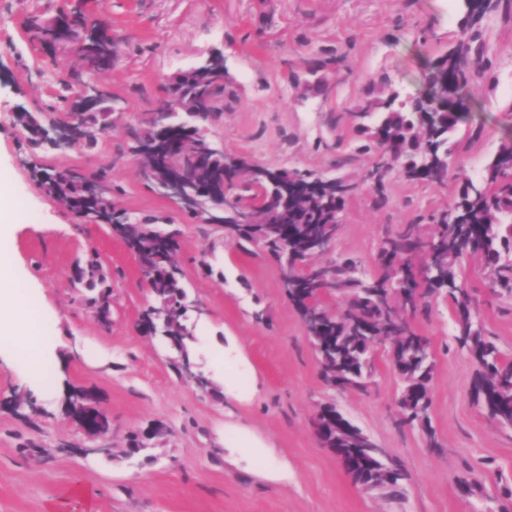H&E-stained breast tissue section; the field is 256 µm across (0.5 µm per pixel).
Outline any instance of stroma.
I'll return each mask as SVG.
<instances>
[{
  "mask_svg": "<svg viewBox=\"0 0 512 512\" xmlns=\"http://www.w3.org/2000/svg\"><path fill=\"white\" fill-rule=\"evenodd\" d=\"M460 3L89 0L121 41L111 68L97 76L112 93L115 125L86 152L32 148L15 123L19 109L48 111L59 99V73L81 66L74 50L50 55L26 28L28 16L53 15L66 0H0V175L16 203L9 245L47 336L38 373L0 350V512H49L75 488L91 494L93 512H512V429L491 421L474 395L479 365L453 339L447 297L410 319L435 360L426 433L400 421L403 382L387 343L372 348L366 389L329 386L277 263L260 247L240 250L222 225L186 219L155 192L128 150L129 129L164 98L169 78L222 52L224 112L209 125L211 139L260 165L356 183L331 255L375 275L385 231L435 223L466 180L479 179L512 140V0H491L472 31L492 66L472 72L447 181L418 183L396 169L381 199L364 181L373 157L357 150L359 101L388 87L420 95L429 62L461 37ZM73 167L107 169L130 217L163 214L179 224L193 327L187 348L207 390L177 374L178 355L162 337L137 330L154 298L110 226L81 223L42 193L40 172ZM91 257L112 288L108 329L87 303L90 290L73 281L76 266ZM458 274L486 335L512 361V297L491 289L479 259L464 260ZM75 389L109 412L104 443L111 456L92 453V440L68 417ZM16 397L21 406H13ZM328 403L402 469L400 496L362 489L322 447L311 418ZM156 423L164 434L149 435ZM136 433L143 448L130 456Z\"/></svg>",
  "mask_w": 512,
  "mask_h": 512,
  "instance_id": "stroma-1",
  "label": "stroma"
}]
</instances>
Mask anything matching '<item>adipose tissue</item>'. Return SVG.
Masks as SVG:
<instances>
[{
  "instance_id": "1",
  "label": "adipose tissue",
  "mask_w": 512,
  "mask_h": 512,
  "mask_svg": "<svg viewBox=\"0 0 512 512\" xmlns=\"http://www.w3.org/2000/svg\"><path fill=\"white\" fill-rule=\"evenodd\" d=\"M15 205L7 191H0V343L12 345L39 368L44 361L42 326L38 311L29 303V290L16 275L8 248Z\"/></svg>"
}]
</instances>
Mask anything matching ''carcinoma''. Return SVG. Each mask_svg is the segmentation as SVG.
Returning a JSON list of instances; mask_svg holds the SVG:
<instances>
[{"instance_id": "obj_1", "label": "carcinoma", "mask_w": 512, "mask_h": 512, "mask_svg": "<svg viewBox=\"0 0 512 512\" xmlns=\"http://www.w3.org/2000/svg\"><path fill=\"white\" fill-rule=\"evenodd\" d=\"M86 0H72L68 9L44 18H28L27 30L33 40L53 52L60 48L89 43V54H79L82 68L59 75L58 84L64 94L61 102L67 107L65 118L59 124L72 123L77 136L72 145L82 149L95 148L100 139L112 131V104L110 95L101 97L92 109L80 107L83 89L96 84L94 76L112 65V54L119 39L112 25L90 15ZM471 52L470 38L461 40L448 54L432 61L423 81L440 101L451 100L455 112H444L430 106L426 99L410 101L393 95L387 99H366L357 105V111L379 119L372 126L362 127L365 143L361 152H375L379 160L368 171L365 182L378 196H383V168L391 162H402L403 174L412 181L442 184L448 180L449 140L460 120V113L468 108L467 86L469 71L462 60ZM208 71L200 69L179 80L178 91L182 105L195 110L203 105L211 118L223 110L224 86L210 89ZM210 89L207 99L200 98L201 90ZM30 145L40 147L43 140L37 135L42 126L40 112L22 110L15 116ZM185 117L177 113L170 126L161 131L149 123L136 131L130 150L138 152L141 166L162 177L167 172L164 160L179 156L191 161L187 179L196 189L209 187L224 172V159L206 153L210 142L208 130L202 127L184 132ZM430 161L423 170L420 159ZM235 175L246 180V188L253 191L250 198H262L256 222L247 224L237 212H222L212 208L206 194L197 193L193 201V219L202 224H222L234 227L236 245L261 243L265 254L280 268L282 281L296 289L292 301L300 306L313 302L312 312H320L315 319L311 342L318 355L327 383L340 389L365 388L372 370L371 344L380 336L391 338V345L402 368L403 388L398 406L403 421L425 422L430 407L429 383L434 364H426L422 356L429 351V340L411 327L406 314H415L419 308L411 289L418 287L425 271L433 266L437 277L427 284L428 293L446 292L455 306L457 316L456 343L466 349L481 365L482 371L473 383V390L481 400L487 415L503 427H512V362L501 359L496 346L488 341L483 328L475 325L473 300L458 284L457 264L469 256L478 257L494 275L495 286L512 294V143L503 144L485 169L480 183H465L453 205L443 213L442 223L435 225L428 236L410 225L396 234L386 235L378 249L380 271L373 277L356 274L354 261L334 259L313 263L322 256L313 250L319 239H336L339 228L336 212L343 209L354 185L338 178L318 192L301 189L290 192L288 203L268 186L255 183L250 170L238 164ZM98 181L103 193L88 198L83 191L85 179ZM42 191L62 201L75 213L94 212L100 223L112 227V233L121 239L144 268L163 269L166 275L150 281L155 299L151 309L142 311L139 329L146 333L147 320L152 310L165 307L170 313L168 335L174 349H186V341L193 337L183 314L176 307L181 288L182 270L176 260L182 232L175 225L166 230L167 239L160 240L151 225L159 218L149 216L133 220L118 207L116 197L122 190L112 184L104 170L82 174L57 175L44 173L40 178ZM291 250L292 260L284 262V249ZM427 257L417 267L413 258ZM79 275L86 287L93 290L106 282L100 263L92 260L81 268ZM341 296L347 299L345 309L332 313L323 300ZM346 434L338 438L329 433L322 436L326 448H363L370 437L352 423H347Z\"/></svg>"}]
</instances>
